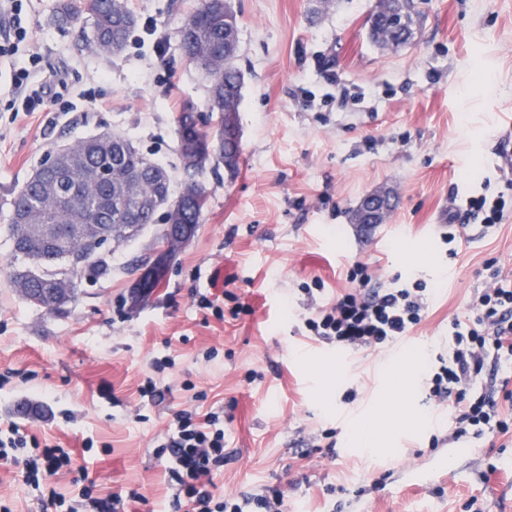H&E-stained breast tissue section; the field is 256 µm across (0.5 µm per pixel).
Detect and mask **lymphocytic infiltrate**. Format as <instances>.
I'll return each instance as SVG.
<instances>
[{
  "instance_id": "1",
  "label": "lymphocytic infiltrate",
  "mask_w": 512,
  "mask_h": 512,
  "mask_svg": "<svg viewBox=\"0 0 512 512\" xmlns=\"http://www.w3.org/2000/svg\"><path fill=\"white\" fill-rule=\"evenodd\" d=\"M504 197H468L463 206L448 211L443 243L461 244L475 236L494 233L505 218ZM349 288L335 299L312 304L302 318L310 338L340 350L388 351L410 336L426 317L429 290L424 281H393L378 287L368 263L357 261L348 269ZM422 388L428 404L448 410L446 442L479 441L512 433V275L490 272L466 308L448 323V343L424 371ZM167 460L168 482L174 508L190 512H282L284 494L276 487L260 493L213 494L214 478L232 458L224 445V414L182 409L173 428L153 449ZM65 449L44 444L23 462L26 484L71 469ZM86 474L73 480L79 492L67 499L50 493L55 512H117L120 496H92Z\"/></svg>"
}]
</instances>
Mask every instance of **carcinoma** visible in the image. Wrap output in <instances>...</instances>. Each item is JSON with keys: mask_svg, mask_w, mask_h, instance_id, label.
<instances>
[{"mask_svg": "<svg viewBox=\"0 0 512 512\" xmlns=\"http://www.w3.org/2000/svg\"><path fill=\"white\" fill-rule=\"evenodd\" d=\"M396 6V0H380L370 18V36L383 46L402 43L400 33L386 26L383 18ZM84 9L91 20V31L84 33L87 44L110 54L112 45L125 47L137 24L126 0H86ZM79 10L70 0L56 14L59 25L71 24ZM238 28L231 0H201L178 31L184 57L198 68L208 82L212 110L220 113L219 124L205 131L190 106L177 116L179 162L184 173L180 193L182 224L200 223L208 194L199 176L221 165L235 174L241 157V141L224 136L228 127L239 125L240 105L224 106V93L242 100L244 75L238 56L224 53V29ZM170 178L160 165L148 160L134 144L120 135L90 138L69 146L60 168L36 179H29L13 201L11 235L20 224H50L63 243L62 252L43 246L39 237L24 236L13 250L14 260L30 264L36 259L53 262L60 254L87 260L89 254L75 224H111L116 211L126 224H149L153 212L147 204L160 192L159 177Z\"/></svg>", "mask_w": 512, "mask_h": 512, "instance_id": "obj_1", "label": "carcinoma"}]
</instances>
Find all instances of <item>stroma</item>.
Segmentation results:
<instances>
[{
    "mask_svg": "<svg viewBox=\"0 0 512 512\" xmlns=\"http://www.w3.org/2000/svg\"><path fill=\"white\" fill-rule=\"evenodd\" d=\"M60 2L18 0L22 40L0 12V424L73 450L95 496L137 490L122 512H172L154 440L198 390L202 410L223 409L233 453L218 493L275 485L286 512H470L472 501L512 512V493L499 492L512 436L451 459L447 481L406 492L395 480L435 456L432 438L447 427L423 400L427 355L481 285L486 260L512 272V212L456 256L440 239L452 200L505 189L498 142L512 136V0H422L412 38L398 47L368 35L379 0H232L244 74L237 173H204L202 220L144 301L132 296L158 223L112 244L109 276L82 282L51 313L10 284L13 200L45 158L63 144L121 135L169 171L177 193L178 112L192 106L208 131L218 119L179 49L178 30L200 0H127L138 25L108 57L87 48L85 20L57 25ZM22 70L38 82L65 76L69 90L46 111L14 112ZM344 89L353 99L340 108ZM381 189L394 209L383 223H355L363 197ZM356 261L370 263L380 285L399 275L434 290L400 377L389 378L386 355L361 351L340 363L335 347L304 334L313 279L332 298ZM200 292L216 296L217 309L199 308ZM213 347L217 357L205 359ZM167 354L174 366L155 374L154 358ZM154 375L163 396L151 401L141 389ZM350 388L359 395L348 404ZM374 414L385 435L368 453L351 422ZM328 429L332 457L314 446ZM51 489L72 496L71 475L50 477L40 492L0 459L9 512H51Z\"/></svg>",
    "mask_w": 512,
    "mask_h": 512,
    "instance_id": "1",
    "label": "stroma"
}]
</instances>
